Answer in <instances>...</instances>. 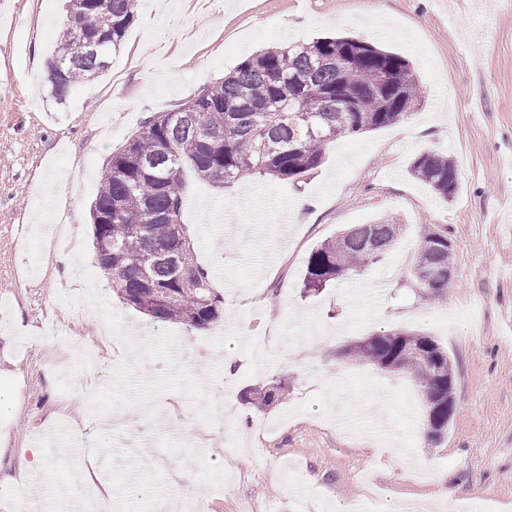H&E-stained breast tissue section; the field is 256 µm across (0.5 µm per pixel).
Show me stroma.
Masks as SVG:
<instances>
[{"label": "stroma", "mask_w": 512, "mask_h": 512, "mask_svg": "<svg viewBox=\"0 0 512 512\" xmlns=\"http://www.w3.org/2000/svg\"><path fill=\"white\" fill-rule=\"evenodd\" d=\"M66 0H0V474L33 500L84 512L86 486L60 459L95 402L112 427L82 452L109 470L111 512H157L194 489L209 512H336L359 503L426 501L454 487L470 512H512V0H138L107 70L65 100L35 71L52 55ZM341 35L413 65L409 120L330 142L297 181L258 175L228 185L189 177L182 219L224 314L184 342L112 291L98 267L91 205L113 152L162 112L176 111L256 52ZM424 151L453 159L460 187L440 198L409 173ZM320 204L304 223L294 203ZM84 226L79 278L47 240L60 206ZM402 224L384 261L303 290L311 251L342 230ZM454 249V286L434 303L413 277L428 231ZM102 308L89 317L91 304ZM435 339L453 363L455 411L441 441L410 378L353 365L340 351L382 331ZM243 361L224 379V350ZM108 366H101V359ZM281 382L277 405L238 400ZM58 452L25 466L35 430ZM245 433L253 456L227 465L224 434ZM427 478L401 468L396 448ZM149 490L133 499L130 485Z\"/></svg>", "instance_id": "1"}]
</instances>
